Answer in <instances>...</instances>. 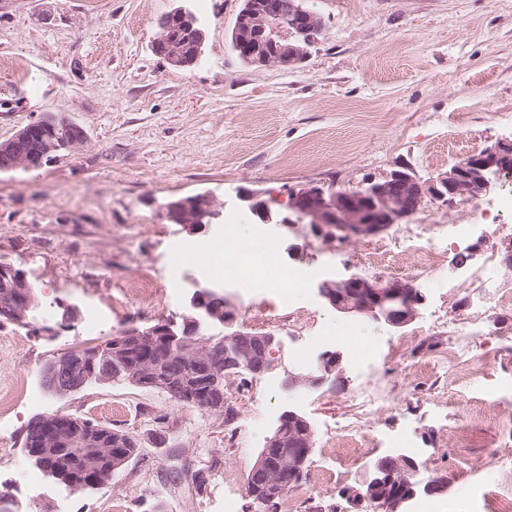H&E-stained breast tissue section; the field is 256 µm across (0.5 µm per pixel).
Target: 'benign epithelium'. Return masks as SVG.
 I'll use <instances>...</instances> for the list:
<instances>
[{
    "mask_svg": "<svg viewBox=\"0 0 512 512\" xmlns=\"http://www.w3.org/2000/svg\"><path fill=\"white\" fill-rule=\"evenodd\" d=\"M182 29L194 40L191 54L185 56L176 49L170 38L176 29ZM161 33L155 43V52L176 67L193 66L203 55L204 31L194 16L177 8L161 18ZM322 18L304 6V0H263V9L255 12L244 8L236 17L233 49L242 58L257 66L294 67L303 62L309 49L322 35ZM63 122L69 134L60 144L52 142L47 152H73L87 140L86 130L78 123L54 116L36 119L22 127L10 139L0 143V172L34 168L27 154L20 149L26 141L38 139L42 129L51 123ZM512 160V135L498 139L479 153L468 155L455 162L448 171L432 175L424 180L403 167L385 177L369 179L356 190H335L308 184L292 188L288 193V212L277 209V201L266 198L258 191L239 188L236 198L261 224H306L311 231L327 241L336 239H362L375 236L420 210L427 202H438L451 206L458 198L476 200L489 190L493 177L504 171L503 162ZM176 223L188 227L202 224L208 218L211 224L224 223V204L211 194L206 195L205 215H200L196 205L186 200L177 208ZM0 286L6 291L0 294V316L6 322L19 327H29L27 311L36 304L31 292L27 274L14 266H0ZM319 297L332 309L343 314L361 315L376 322H383L393 328H402L412 323L419 315L425 296L413 283L407 280L366 278L351 275L345 278L323 280L317 285ZM234 308L224 303V326L230 332L224 337V345L206 344L201 350H188V361L199 366L220 355L244 369L248 376L260 379L280 366L276 358L277 336L265 332L257 336L254 343L244 341L248 334L234 328ZM91 346L79 345L55 357L44 368V378L49 391L57 397H66L83 387L81 383H69L63 377L83 357L89 354ZM320 376L287 372L282 386L288 393L304 388H314L330 381L336 388L344 386L343 355L339 351L322 353L317 360ZM196 402L203 409L214 411L224 403V393L219 381L198 393ZM287 414L298 420V429L283 438L275 432L266 438L265 452L276 448L279 461L277 473H272L261 456L258 464L246 479V490L256 498V487L264 488L268 499L273 500L287 487L304 478L303 466L313 453V425L300 413L287 410ZM50 428L40 448L53 445L58 448H83L101 444L108 428L72 415L57 412L49 416ZM288 447L283 453L281 448ZM411 468L393 471L375 464L370 478L365 482L369 490L384 480L409 482Z\"/></svg>",
    "mask_w": 512,
    "mask_h": 512,
    "instance_id": "obj_1",
    "label": "benign epithelium"
}]
</instances>
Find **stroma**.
I'll return each instance as SVG.
<instances>
[{"label":"stroma","instance_id":"1","mask_svg":"<svg viewBox=\"0 0 512 512\" xmlns=\"http://www.w3.org/2000/svg\"><path fill=\"white\" fill-rule=\"evenodd\" d=\"M322 38L292 68L257 67L230 42L241 0H0V141L46 115L83 126L78 151L30 171L0 173V261L26 272L38 306L28 328L0 324V491L19 512H254L246 478L279 415L293 409L315 432L303 483L278 512H346L341 492L362 486L386 436L408 431L415 478L448 481L424 496L425 512H512V213L500 197L512 172L480 197L468 232L464 200L427 203L383 232L387 279H406V249L431 237L434 268L414 284L425 296L411 324L395 329L336 312L322 280L364 275L367 240L323 242L304 225L260 224L232 203L236 188L286 200L306 184L358 188L400 166L426 178L512 134V0H306ZM205 33L190 68L155 54L159 21L176 8ZM209 193L227 198L224 222L192 232L165 205ZM233 230L267 238L282 264L308 280L281 295L272 273L245 261L215 277L195 245ZM162 281L155 304L132 300L144 270ZM223 289L241 329L278 336L281 370L244 389L228 387L232 424L177 406L165 393L97 384L65 398L42 372L57 354L131 325L185 313L195 285ZM77 315L62 320L63 311ZM60 325L54 336L38 326ZM320 337L342 351L345 388L288 394L284 369L312 372L297 348ZM480 373L456 375V360ZM63 411L121 427L142 451L105 485L80 491L45 476L22 447L40 414ZM469 456L448 441L466 413ZM167 417L163 436L152 419ZM352 427L361 457L340 465L331 433Z\"/></svg>","mask_w":512,"mask_h":512}]
</instances>
